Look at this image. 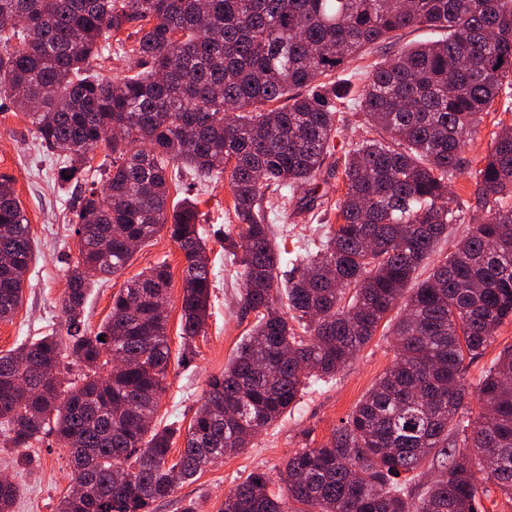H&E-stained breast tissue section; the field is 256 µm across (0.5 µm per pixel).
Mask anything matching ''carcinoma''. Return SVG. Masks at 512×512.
<instances>
[{"label":"carcinoma","instance_id":"obj_1","mask_svg":"<svg viewBox=\"0 0 512 512\" xmlns=\"http://www.w3.org/2000/svg\"><path fill=\"white\" fill-rule=\"evenodd\" d=\"M442 32L375 65L359 94L372 127L347 152L336 224L313 250L287 257L268 222L299 192L314 193L335 149L336 86L329 78L361 52L410 28ZM128 31L127 39L119 33ZM133 60L114 83L88 74L100 40ZM0 93L61 160L62 182L91 170L104 185L80 196V255L62 300L70 336H42L0 353V443L28 448L52 433L90 488L57 512H151L191 482L210 457L235 455L298 404L336 381L395 308V362L331 439L288 457L282 487L254 474L221 512H481L483 471L512 499V347L475 392L466 359L483 355L512 319V126L492 132L476 170L478 216L454 205L448 183L472 167L465 140L500 99L512 109V0H0ZM187 172L228 175L239 239L224 250L241 267L242 309L256 314L232 363L210 377L170 459L179 429L158 428L170 362L162 262L112 298L93 334L82 316L95 281L122 271L133 251L166 231L184 259L181 335L205 332L212 280L189 202L168 208ZM474 221L415 287L454 224ZM28 220L0 177V321L22 301L32 258ZM291 266L288 280L278 271ZM68 352L63 382L43 373ZM476 396L481 411L461 410ZM440 471L423 496L405 492L430 455ZM17 485L0 481V512Z\"/></svg>","mask_w":512,"mask_h":512}]
</instances>
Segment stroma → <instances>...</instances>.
<instances>
[{"label":"stroma","mask_w":512,"mask_h":512,"mask_svg":"<svg viewBox=\"0 0 512 512\" xmlns=\"http://www.w3.org/2000/svg\"><path fill=\"white\" fill-rule=\"evenodd\" d=\"M386 55L383 49L364 52L335 74L342 104L340 130L333 140L334 166L323 170L317 180L318 193L329 209L289 213L294 245L307 246L316 239L320 225L336 221L331 206L343 194L340 166L344 155L370 135L358 94L375 63ZM1 174L13 180L33 239L22 303L11 322L0 323V352L4 353L38 336L52 334L63 340L69 334L62 299L68 267L79 255L80 242L71 219L80 189L72 183L61 184L55 156L40 147L29 119L0 95ZM187 197L198 202L199 232L207 242L214 285L207 332L195 337L192 354L184 355L180 330L183 255L167 232H159L139 247L123 271L98 283L85 306L88 325L98 329L111 311L113 295L141 272L167 263L172 276L167 307L171 358L157 419L181 428L188 427L200 406L208 379L223 371L255 322L254 314L241 309V269L232 263L222 243L224 236L235 238L240 232L228 182L184 177L172 186L170 200L179 204ZM394 361L391 337L377 331L333 385L305 394L295 408L259 433L251 448L209 465L195 481L155 502L153 512H219L225 493L249 475L263 473L278 480L288 457L302 448L325 444ZM1 474L18 486L14 512H56L73 479L69 450L52 435L28 448L0 447Z\"/></svg>","instance_id":"1"}]
</instances>
